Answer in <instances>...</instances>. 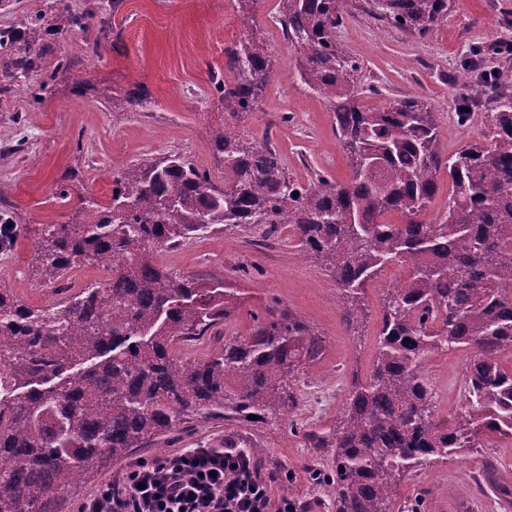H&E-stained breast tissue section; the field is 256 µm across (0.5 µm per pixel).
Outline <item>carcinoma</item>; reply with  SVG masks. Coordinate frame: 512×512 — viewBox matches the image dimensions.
Returning a JSON list of instances; mask_svg holds the SVG:
<instances>
[{
    "label": "carcinoma",
    "mask_w": 512,
    "mask_h": 512,
    "mask_svg": "<svg viewBox=\"0 0 512 512\" xmlns=\"http://www.w3.org/2000/svg\"><path fill=\"white\" fill-rule=\"evenodd\" d=\"M350 0H278L300 80L336 117L351 163L345 182L290 179L274 147L243 140L226 123L210 147L224 160V183L182 156L144 158L113 179L112 199L93 201L83 224H49L37 248L45 283L70 269L112 263L107 283L47 307H29L0 288V512H53L104 458L161 444L190 423H270L290 413V381L318 359L322 339L288 308L256 315L250 336L226 340L204 361L174 348L217 334L235 315L240 293L154 263L217 226L292 225L298 248L322 261L342 293L354 330L367 312V286L391 265L407 278L386 290L377 346L366 375L352 373L336 425L306 432L332 461L336 512H395L398 485L432 462L512 438V90L481 75L497 100L485 142L448 160V212L434 224L414 220L436 190L439 127L421 96L383 109L355 101L359 66L336 39ZM400 28L428 32L450 0H371ZM53 0L45 12L0 28V94L28 85L43 34L93 17ZM65 59L39 77L49 90ZM214 82L231 116L251 111L270 80L265 45L252 38L225 49ZM390 211L403 224L381 218ZM469 353L464 402L435 416L423 371L443 349Z\"/></svg>",
    "instance_id": "cac0c4a2"
}]
</instances>
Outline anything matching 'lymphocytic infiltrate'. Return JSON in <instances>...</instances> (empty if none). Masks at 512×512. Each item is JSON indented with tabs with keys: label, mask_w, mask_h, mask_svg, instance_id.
Wrapping results in <instances>:
<instances>
[{
	"label": "lymphocytic infiltrate",
	"mask_w": 512,
	"mask_h": 512,
	"mask_svg": "<svg viewBox=\"0 0 512 512\" xmlns=\"http://www.w3.org/2000/svg\"><path fill=\"white\" fill-rule=\"evenodd\" d=\"M81 512H300L272 500L257 461L239 448H188L143 461L121 484H105Z\"/></svg>",
	"instance_id": "lymphocytic-infiltrate-1"
}]
</instances>
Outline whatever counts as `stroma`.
I'll return each mask as SVG.
<instances>
[{
  "instance_id": "stroma-1",
  "label": "stroma",
  "mask_w": 512,
  "mask_h": 512,
  "mask_svg": "<svg viewBox=\"0 0 512 512\" xmlns=\"http://www.w3.org/2000/svg\"><path fill=\"white\" fill-rule=\"evenodd\" d=\"M277 0H258L242 10L238 0H122L112 13L109 38L95 40L80 29L47 32L42 68L58 58L70 63L39 100L15 92L0 95V212L22 219L14 245L0 253V288L31 307H44L97 282L94 266L73 268L61 289L46 286L37 242L45 225L79 224L87 201L108 204L114 175L143 156L178 154L221 182L224 167L210 149L208 134L224 123V104L212 83L224 71L225 46L250 36L268 49L273 74L263 99L236 128L254 143H271L289 176L309 185L323 175L350 177V163L334 131V117L321 97L299 80L293 49L277 21ZM336 37L360 66L358 102L378 108L411 94L430 101L441 134L443 158L483 140L492 97L481 96L467 118H459L455 82L473 47L487 48L485 68L512 84V56L490 46L512 43V0H452L447 22L425 34L378 17L365 0L344 13ZM145 86L150 102L129 107L128 91ZM154 261L204 282L224 281L241 294L224 336L242 339L254 329V314L272 301L287 306L323 340V352L293 380L298 404L285 421L237 428L211 422L190 432L170 433L161 447L135 448L123 459H104L78 488L65 492L57 512H77L103 484L122 478L138 461L186 448H220L231 433L261 450L259 462L272 499L289 497L303 512H335L330 487L313 471L330 472L329 458L309 447L307 430L335 424L352 372L372 363L386 288L404 278L385 268L366 290L369 317L357 331L342 320L339 292L320 260L302 255L290 225L262 234L248 228L210 233L183 246L155 250ZM466 352L432 354L424 371L435 393L436 415L446 419L462 403ZM512 492V438H495L439 460L401 483L403 512H512L497 487Z\"/></svg>"
}]
</instances>
